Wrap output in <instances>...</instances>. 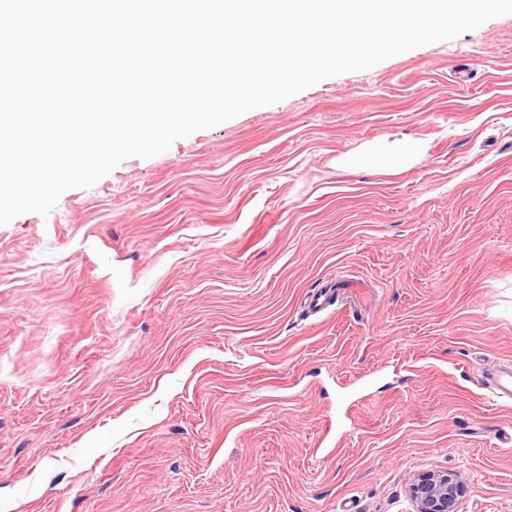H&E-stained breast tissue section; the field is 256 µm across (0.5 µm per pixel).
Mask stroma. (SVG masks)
Instances as JSON below:
<instances>
[{
    "label": "stroma",
    "instance_id": "stroma-1",
    "mask_svg": "<svg viewBox=\"0 0 512 512\" xmlns=\"http://www.w3.org/2000/svg\"><path fill=\"white\" fill-rule=\"evenodd\" d=\"M471 67L460 83L461 64ZM332 274L369 306L303 302ZM512 14L0 225L8 512H512ZM484 378L487 388L494 397L512 400V365L500 367ZM466 483L463 474L454 470H426L413 475L408 495L413 512H458Z\"/></svg>",
    "mask_w": 512,
    "mask_h": 512
}]
</instances>
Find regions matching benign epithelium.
<instances>
[{
    "mask_svg": "<svg viewBox=\"0 0 512 512\" xmlns=\"http://www.w3.org/2000/svg\"><path fill=\"white\" fill-rule=\"evenodd\" d=\"M466 483L454 470H426L413 475L408 495L413 512H458Z\"/></svg>",
    "mask_w": 512,
    "mask_h": 512,
    "instance_id": "7a95c632",
    "label": "benign epithelium"
}]
</instances>
